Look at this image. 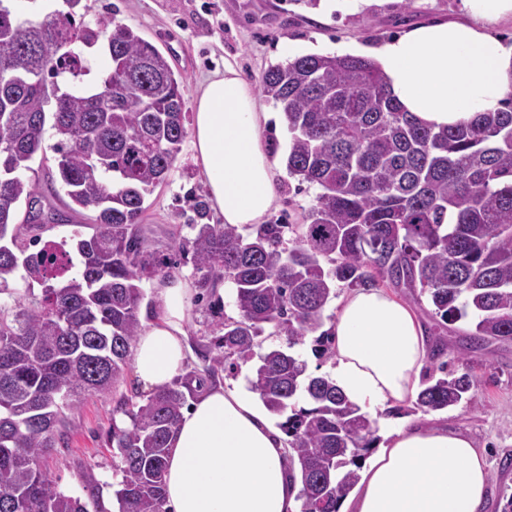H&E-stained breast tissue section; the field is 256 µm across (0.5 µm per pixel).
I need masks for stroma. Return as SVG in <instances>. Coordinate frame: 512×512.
I'll list each match as a JSON object with an SVG mask.
<instances>
[{
	"instance_id": "35a3bbf8",
	"label": "stroma",
	"mask_w": 512,
	"mask_h": 512,
	"mask_svg": "<svg viewBox=\"0 0 512 512\" xmlns=\"http://www.w3.org/2000/svg\"><path fill=\"white\" fill-rule=\"evenodd\" d=\"M85 20L100 18L138 29L164 53L173 71L185 78L186 113L194 111L196 88L202 78L232 65L252 88L269 66L283 62L284 43L294 44L299 54H338L356 45L371 52L400 35L408 27L434 21H463L467 15L462 0H320L318 6L291 4L290 0H82ZM53 135H46L41 150L25 177L36 188L43 204L52 205L65 221L48 224L43 240L71 238L79 225L89 223L91 211L77 213L67 208L60 187ZM279 202L267 223L302 224L318 192L317 186L278 177ZM194 163L190 140H183L167 180L146 201L143 234L160 257L174 255L182 239L191 237V224L198 218L192 199L206 194ZM187 344L188 371H202L211 355V342L220 333L224 319L237 317L232 286H225L224 299L216 306L192 305ZM467 321L448 325L449 345L442 359L449 369L469 371L481 381L468 402L444 413L404 411L383 416L385 426L440 422L469 435L484 448L489 464L488 512H503L512 498V343H495L474 350L466 342ZM133 378H126L116 394L88 396L72 416L63 440L50 450L46 465L66 494L83 493L86 475L96 479L100 498L112 504L122 473L121 462L109 444L112 425H128L115 414L119 395L135 394Z\"/></svg>"
}]
</instances>
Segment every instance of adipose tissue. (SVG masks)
Segmentation results:
<instances>
[{
  "instance_id": "1",
  "label": "adipose tissue",
  "mask_w": 512,
  "mask_h": 512,
  "mask_svg": "<svg viewBox=\"0 0 512 512\" xmlns=\"http://www.w3.org/2000/svg\"><path fill=\"white\" fill-rule=\"evenodd\" d=\"M471 19L420 25L387 41L374 60L408 112L439 130L503 110L512 99V46L485 27L512 15V0H464ZM259 111L233 66L197 88L192 148L213 209L225 223H261L278 200V169ZM142 322L133 374L155 392L185 374L191 285L169 277ZM336 385L362 411L415 399L433 351L403 301L379 288L353 291L331 325ZM166 461L167 512H299L288 444L257 397L236 385L201 392L173 430ZM488 465L474 441L445 425H405L372 455L339 512H484Z\"/></svg>"
}]
</instances>
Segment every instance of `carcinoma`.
<instances>
[{"label": "carcinoma", "mask_w": 512, "mask_h": 512, "mask_svg": "<svg viewBox=\"0 0 512 512\" xmlns=\"http://www.w3.org/2000/svg\"><path fill=\"white\" fill-rule=\"evenodd\" d=\"M27 2L29 12H0V61L11 66L0 77V293L21 270L31 298L0 306V512H106L93 477L83 501L41 465L80 398L125 380L143 281L165 268L141 223L186 135L185 79L132 28L77 19L79 0H66L65 13ZM95 47L110 69L90 83ZM261 90L290 134L288 174L319 189L304 223L192 224L194 237L178 250L191 255L201 296L214 298L226 280L235 290L238 318L224 320L205 373L258 357L250 389L286 415L280 428L301 512H338L377 425L290 349L316 332L314 354L331 356L323 324L336 286L385 283L427 295L445 323L470 320L477 348L512 342V99L436 131L401 109L372 59L335 54L272 65ZM48 127L59 183L72 205L95 213L92 233L70 243H43L44 225L14 223L19 204L36 199L19 172ZM267 330L288 349L255 355ZM437 370L414 409L444 412L479 387L445 362ZM194 377L141 404L120 398L116 411L130 424H112L109 435L122 464L118 512H164L168 440Z\"/></svg>", "instance_id": "carcinoma-1"}]
</instances>
